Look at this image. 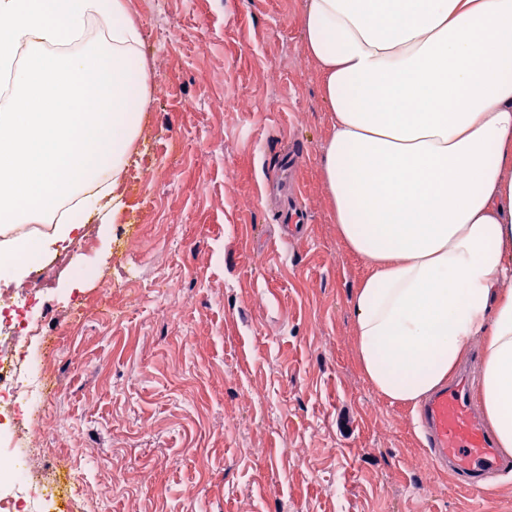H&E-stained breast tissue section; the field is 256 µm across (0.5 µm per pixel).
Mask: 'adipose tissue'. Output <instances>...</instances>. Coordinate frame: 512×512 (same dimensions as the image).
Listing matches in <instances>:
<instances>
[{"label": "adipose tissue", "mask_w": 512, "mask_h": 512, "mask_svg": "<svg viewBox=\"0 0 512 512\" xmlns=\"http://www.w3.org/2000/svg\"><path fill=\"white\" fill-rule=\"evenodd\" d=\"M333 131L325 198L367 275L358 365L414 405L482 338L478 394L512 454V0H304ZM126 0H0V281L124 206L150 73Z\"/></svg>", "instance_id": "1"}]
</instances>
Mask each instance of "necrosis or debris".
<instances>
[{
  "instance_id": "obj_1",
  "label": "necrosis or debris",
  "mask_w": 512,
  "mask_h": 512,
  "mask_svg": "<svg viewBox=\"0 0 512 512\" xmlns=\"http://www.w3.org/2000/svg\"><path fill=\"white\" fill-rule=\"evenodd\" d=\"M54 274L53 266L39 265L25 290L30 307L0 303V512H49L47 489L61 471L75 467V453L54 455L48 426L34 418L45 403L52 359L17 348L42 336L47 314L41 297Z\"/></svg>"
}]
</instances>
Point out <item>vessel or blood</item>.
Listing matches in <instances>:
<instances>
[{
	"instance_id": "b4317fda",
	"label": "vessel or blood",
	"mask_w": 512,
	"mask_h": 512,
	"mask_svg": "<svg viewBox=\"0 0 512 512\" xmlns=\"http://www.w3.org/2000/svg\"><path fill=\"white\" fill-rule=\"evenodd\" d=\"M419 416L431 461L447 466L465 488L479 487L488 471L512 467L511 461L498 455L493 437L472 405L468 371L433 393L421 405Z\"/></svg>"
}]
</instances>
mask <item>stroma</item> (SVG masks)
Segmentation results:
<instances>
[{"label":"stroma","instance_id":"stroma-1","mask_svg":"<svg viewBox=\"0 0 512 512\" xmlns=\"http://www.w3.org/2000/svg\"><path fill=\"white\" fill-rule=\"evenodd\" d=\"M303 0H128L152 77L124 208L45 297L42 414L96 486L83 512H512V471L465 491L415 408L360 372L366 273L323 194L333 131ZM306 222L285 237L268 183ZM145 274L127 294L124 282ZM179 283V314L162 304Z\"/></svg>","mask_w":512,"mask_h":512}]
</instances>
